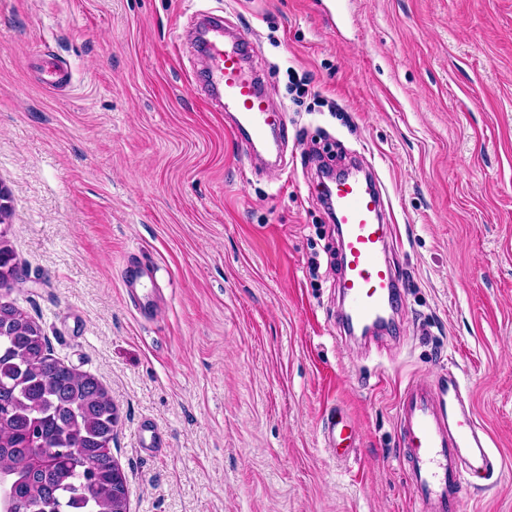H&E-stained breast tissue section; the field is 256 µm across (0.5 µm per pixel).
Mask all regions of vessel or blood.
Returning a JSON list of instances; mask_svg holds the SVG:
<instances>
[{
    "label": "vessel or blood",
    "mask_w": 512,
    "mask_h": 512,
    "mask_svg": "<svg viewBox=\"0 0 512 512\" xmlns=\"http://www.w3.org/2000/svg\"><path fill=\"white\" fill-rule=\"evenodd\" d=\"M197 19L208 103L213 111L232 115L234 135L251 155H258L282 125L283 115L265 94L261 71L248 63L254 44L244 37L223 40L221 17L202 12ZM325 194L341 235L343 274L337 288L342 316L355 324L379 325L396 307L401 288L386 258L393 227L379 175L365 158H358L353 171L331 179ZM148 277L146 270L133 267L125 282L130 301L145 317L158 306L155 289L145 285ZM465 399L453 375L410 381L400 396L397 425L416 512H466V475L494 467L486 451V432ZM324 441L337 459H347L354 449L347 420L328 417Z\"/></svg>",
    "instance_id": "vessel-or-blood-1"
}]
</instances>
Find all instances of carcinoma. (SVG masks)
Segmentation results:
<instances>
[{
  "instance_id": "cac0c4a2",
  "label": "carcinoma",
  "mask_w": 512,
  "mask_h": 512,
  "mask_svg": "<svg viewBox=\"0 0 512 512\" xmlns=\"http://www.w3.org/2000/svg\"><path fill=\"white\" fill-rule=\"evenodd\" d=\"M116 410L92 376L51 357L40 328L0 302V512H125L110 443ZM77 448L44 461L39 442Z\"/></svg>"
}]
</instances>
